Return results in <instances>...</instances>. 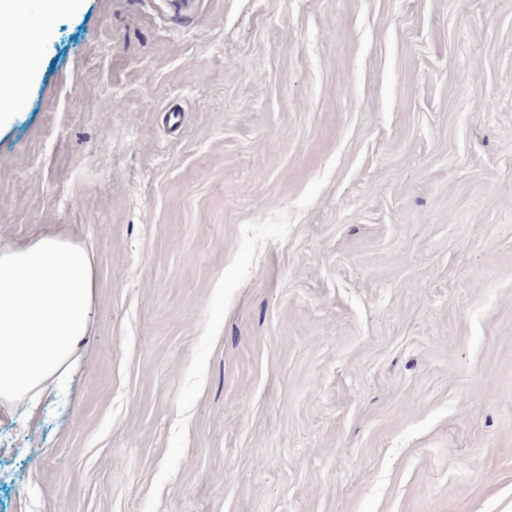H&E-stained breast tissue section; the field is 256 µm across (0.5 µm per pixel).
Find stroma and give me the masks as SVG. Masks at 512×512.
<instances>
[{
  "instance_id": "35a3bbf8",
  "label": "stroma",
  "mask_w": 512,
  "mask_h": 512,
  "mask_svg": "<svg viewBox=\"0 0 512 512\" xmlns=\"http://www.w3.org/2000/svg\"><path fill=\"white\" fill-rule=\"evenodd\" d=\"M0 246L92 332L0 512H512V0L32 6Z\"/></svg>"
}]
</instances>
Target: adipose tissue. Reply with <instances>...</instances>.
<instances>
[{
	"label": "adipose tissue",
	"instance_id": "adipose-tissue-1",
	"mask_svg": "<svg viewBox=\"0 0 512 512\" xmlns=\"http://www.w3.org/2000/svg\"><path fill=\"white\" fill-rule=\"evenodd\" d=\"M88 253L46 235L0 247V405L36 403L60 387L90 329Z\"/></svg>",
	"mask_w": 512,
	"mask_h": 512
}]
</instances>
